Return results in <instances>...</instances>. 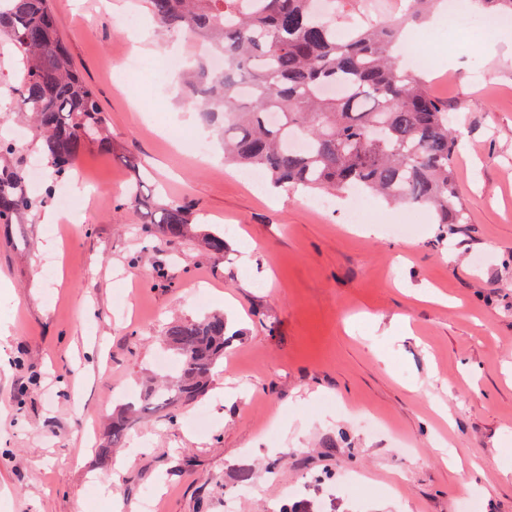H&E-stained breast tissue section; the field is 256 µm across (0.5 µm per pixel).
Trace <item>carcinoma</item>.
Masks as SVG:
<instances>
[{
	"mask_svg": "<svg viewBox=\"0 0 512 512\" xmlns=\"http://www.w3.org/2000/svg\"><path fill=\"white\" fill-rule=\"evenodd\" d=\"M0 36L24 60L16 100L29 117L37 152L52 170L43 195L27 181L30 153L0 137V225L19 224L52 199L86 148L112 153V131L95 89L74 65L50 0H0ZM175 37L205 42L224 56V71L199 59L181 85L202 121L224 139V160L258 168L274 187L314 195L359 191L389 204L429 207L438 224L468 223L454 159L460 132L448 105L422 73L401 70L390 55L409 22L430 15L438 0L377 24L348 19V35L318 14L315 0H141ZM487 14L512 15V0H480ZM343 83L347 94L323 89ZM304 142L306 148L295 147ZM192 234L185 205L169 204L141 226L147 243ZM227 323L215 313L169 324L164 341L177 370L141 392L112 422V445L133 421L162 414L203 395L224 359Z\"/></svg>",
	"mask_w": 512,
	"mask_h": 512,
	"instance_id": "cac0c4a2",
	"label": "carcinoma"
}]
</instances>
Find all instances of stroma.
<instances>
[{"label":"stroma","mask_w":512,"mask_h":512,"mask_svg":"<svg viewBox=\"0 0 512 512\" xmlns=\"http://www.w3.org/2000/svg\"><path fill=\"white\" fill-rule=\"evenodd\" d=\"M95 87L112 151L87 149L86 191L48 222L0 227V512H512V28L431 31V94L458 109L454 165L469 221L399 206L309 205L258 191L175 77L184 43L139 0H51ZM138 14L153 51L128 74ZM20 53L0 43V126ZM144 182V205H122ZM188 204L199 235L143 247L147 211ZM224 235L223 254L201 232ZM220 311L229 343L208 391L112 446L129 391L159 373L175 320ZM116 476L114 489L102 478ZM121 510H114V503Z\"/></svg>","instance_id":"1"}]
</instances>
